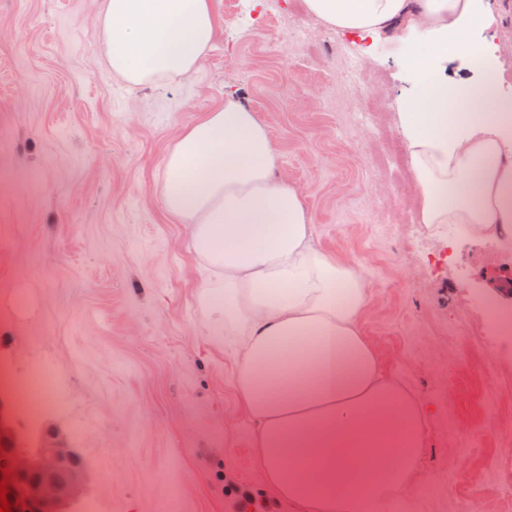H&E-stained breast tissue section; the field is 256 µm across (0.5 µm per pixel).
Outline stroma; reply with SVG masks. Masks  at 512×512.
Instances as JSON below:
<instances>
[{"instance_id": "35a3bbf8", "label": "stroma", "mask_w": 512, "mask_h": 512, "mask_svg": "<svg viewBox=\"0 0 512 512\" xmlns=\"http://www.w3.org/2000/svg\"><path fill=\"white\" fill-rule=\"evenodd\" d=\"M214 4L196 71L144 87L104 61L101 0H0V364L15 403L33 362L56 379L66 409L41 419L86 462L75 512H301L263 479L234 343L201 322L187 228L157 192L167 150L230 93L268 126L320 246L359 261L363 334L426 410L405 512H512V336L473 288L503 285L512 249L442 251L410 174L379 172L368 111L383 101L402 142V57L304 0Z\"/></svg>"}]
</instances>
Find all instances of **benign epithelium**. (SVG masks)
Instances as JSON below:
<instances>
[{
    "label": "benign epithelium",
    "mask_w": 512,
    "mask_h": 512,
    "mask_svg": "<svg viewBox=\"0 0 512 512\" xmlns=\"http://www.w3.org/2000/svg\"><path fill=\"white\" fill-rule=\"evenodd\" d=\"M0 461L8 464L12 490L26 502L24 512H73L83 492L84 460L71 437L48 424L22 432L12 403L0 397Z\"/></svg>",
    "instance_id": "obj_1"
}]
</instances>
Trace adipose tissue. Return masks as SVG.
<instances>
[{"mask_svg": "<svg viewBox=\"0 0 512 512\" xmlns=\"http://www.w3.org/2000/svg\"><path fill=\"white\" fill-rule=\"evenodd\" d=\"M343 33L401 45L414 75L399 115L420 223L512 246V94L480 30L488 0H305ZM109 68L159 85L191 75L213 39L211 0H103ZM424 40H414L416 31ZM464 59L472 76L448 75ZM269 129L237 97L165 154L159 193L206 277L197 311L239 339L234 384L280 499L302 512H393L426 441L425 411L383 374L360 319L371 282L324 250L304 195L279 175Z\"/></svg>", "mask_w": 512, "mask_h": 512, "instance_id": "obj_1", "label": "adipose tissue"}]
</instances>
